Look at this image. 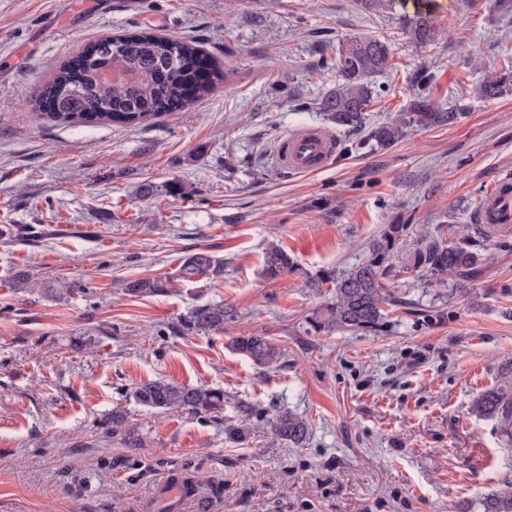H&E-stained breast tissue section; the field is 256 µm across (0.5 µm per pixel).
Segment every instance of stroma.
Masks as SVG:
<instances>
[{"instance_id": "35a3bbf8", "label": "stroma", "mask_w": 512, "mask_h": 512, "mask_svg": "<svg viewBox=\"0 0 512 512\" xmlns=\"http://www.w3.org/2000/svg\"><path fill=\"white\" fill-rule=\"evenodd\" d=\"M434 43L415 45L400 8L360 0H0V512H457L512 485V446L496 419L470 412L512 360V234L478 223L481 196L512 176V96L473 89L512 61V12L499 0H433ZM148 31L195 42L224 74L213 93L135 126L61 125L33 110L53 63L89 41ZM387 40L368 120L337 130L314 173L277 169L279 139L327 127L340 41ZM429 98L465 100L451 127L417 129L388 148L369 133L406 108L417 69ZM152 194H143V185ZM403 225L386 262L383 325L311 331L327 294L320 273L370 259ZM480 241L469 281L403 272L410 242ZM297 268L260 274L268 242ZM205 249L223 276L130 296L128 279L176 276ZM74 285L61 300L18 293L16 270ZM224 304L220 333L183 334L179 317ZM262 334L283 351L270 368L230 339ZM156 379L223 389L221 416L161 414L131 393ZM256 405L246 443L224 436ZM308 418L295 446L271 432L277 411ZM140 443L106 437L112 411ZM199 480L173 500L172 476Z\"/></svg>"}]
</instances>
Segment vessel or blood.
I'll return each instance as SVG.
<instances>
[{
  "label": "vessel or blood",
  "instance_id": "obj_1",
  "mask_svg": "<svg viewBox=\"0 0 512 512\" xmlns=\"http://www.w3.org/2000/svg\"><path fill=\"white\" fill-rule=\"evenodd\" d=\"M336 153L333 134L320 129H304L285 135L274 154L277 168L296 173L324 169ZM479 221L504 230L512 229V178L494 184L481 198Z\"/></svg>",
  "mask_w": 512,
  "mask_h": 512
}]
</instances>
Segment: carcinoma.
<instances>
[{
    "instance_id": "obj_1",
    "label": "carcinoma",
    "mask_w": 512,
    "mask_h": 512,
    "mask_svg": "<svg viewBox=\"0 0 512 512\" xmlns=\"http://www.w3.org/2000/svg\"><path fill=\"white\" fill-rule=\"evenodd\" d=\"M402 27L418 45L435 41L436 25L431 12L416 9L405 14ZM99 41L84 46L75 60L62 61L51 66V73L35 99L42 107L46 100L63 104L74 101L73 108L49 113L61 124H95L110 120L120 124L136 125L141 121L171 112L186 101L185 89L189 73L184 60L198 53L197 45L160 37L150 32L116 35L112 39V53L101 55ZM392 49L389 43L370 35L348 38L336 48V88L321 100L320 110L325 118L338 128L354 130L363 127L367 109L373 100L371 78L391 67ZM81 65L80 77H74L73 64ZM475 98L494 101L512 95V63L501 69H492L473 89ZM466 107L452 103L435 107L422 93L414 94L408 107L390 120L375 126L371 138L382 148L389 147L414 129L452 126L465 117ZM403 225L391 224L384 238L373 245L369 261L338 276L325 272L312 286H332L329 299L309 317L316 332L369 331L382 325L385 319L380 278L386 275L387 260L392 244L401 235ZM476 242L454 243L427 235L417 241L403 262V272L428 274L444 282L450 277L468 278L480 270V253ZM295 267L293 257L277 243L264 250L261 276L268 281L285 277ZM224 274V261L207 250H198L186 256L179 268L178 278L190 280L197 276L218 278ZM174 287L173 279L146 277L124 283L131 296H161ZM12 288L18 293L39 290L52 298H68L75 289L59 281L41 282L25 270L15 273ZM228 311L222 304L198 306L177 321L175 328L185 332H222ZM232 349L245 356L259 368H269L281 357V350L261 334L234 336ZM132 396L140 406L156 411H186L195 415L219 414L224 411V391L204 385H179L165 380H151L136 386ZM240 423L224 429L226 438L234 443L244 442L253 432L251 418L256 413L250 403L239 402ZM472 412L480 417L496 419L506 443H512V361L500 367L496 383L482 390L472 403ZM272 431L294 445L303 444L311 431L308 419L287 409L268 420ZM479 506L482 512H512V487L485 495Z\"/></svg>"
}]
</instances>
